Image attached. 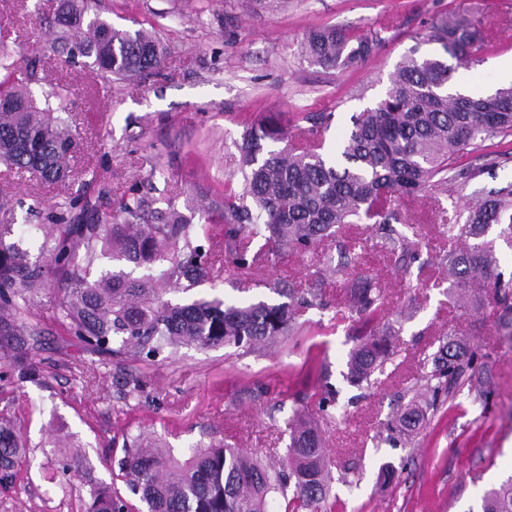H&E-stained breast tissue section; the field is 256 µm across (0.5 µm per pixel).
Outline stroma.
Here are the masks:
<instances>
[{"label":"stroma","instance_id":"obj_1","mask_svg":"<svg viewBox=\"0 0 512 512\" xmlns=\"http://www.w3.org/2000/svg\"><path fill=\"white\" fill-rule=\"evenodd\" d=\"M60 0H0V44L15 59L32 55L37 16H53ZM496 14L497 47L478 63L458 66L463 86L490 90L512 84V0H100L102 18L120 29L152 31L167 48L163 74L106 82L91 59L63 68L46 52L39 76L70 92V123L76 134V164L104 170L111 187L151 179V195L165 206L177 186L214 198L240 190L235 148L248 125L262 116L282 120L306 112H329L326 134L334 141L350 118L377 102L396 65L431 23L448 11ZM397 29L371 60L326 73L301 54L306 33L317 26L369 31L387 15ZM59 190L23 170L0 164V198L38 197L45 204ZM415 223L398 230L419 255L410 276L400 278L395 259L374 246L353 260L332 251L333 264L379 278L386 307L379 318L395 330L398 354L378 384L350 386L344 375L358 326L335 322L340 296L329 285L326 309L305 313V325L273 350L235 348L181 350L170 360L139 363L88 353L58 324L55 293L36 299L28 319L37 329L32 359L40 383L0 380V411L13 417L30 444V459L13 482L0 485V512H85L87 489L49 488L46 475L55 451L53 429L73 434L88 477L111 482L112 460L121 456L123 433L147 432L175 453L220 440L254 454L284 458L286 423L315 408L325 385L338 392L340 407L321 420L335 481L329 512H477L483 493L512 476V340L499 334L495 308L455 303L449 293L447 225L429 199L415 201ZM308 261L290 255L262 270L228 269L224 282L195 290L233 296L241 286L264 293L277 278L303 280ZM465 334L495 363L488 405L460 395L440 402L412 444L393 445L388 423L416 379L430 371L431 357L448 332ZM140 380L128 394L123 378ZM394 475L382 481L381 469Z\"/></svg>","mask_w":512,"mask_h":512}]
</instances>
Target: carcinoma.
Listing matches in <instances>:
<instances>
[{
  "instance_id": "cac0c4a2",
  "label": "carcinoma",
  "mask_w": 512,
  "mask_h": 512,
  "mask_svg": "<svg viewBox=\"0 0 512 512\" xmlns=\"http://www.w3.org/2000/svg\"><path fill=\"white\" fill-rule=\"evenodd\" d=\"M95 0H63L48 22L63 48L65 63L94 58L111 80L148 77L166 67L167 52L148 33L117 29L95 12ZM424 41L440 52L417 55L413 49L397 65L383 98L353 117L352 126L325 146L330 113L308 112L285 134L270 117L246 130L235 144L242 190L224 191V199L197 209L198 223L172 201L164 208L134 182L113 193L95 168L81 172L101 185L96 201L67 196L54 206L40 199L29 205L46 234L41 256L33 258L11 241L14 225L0 224V351L18 380H34L30 340L35 329L28 308L41 293L58 296L59 323L70 338L95 355H118L135 362L167 360L184 348L266 347L298 331L297 310L324 306L321 269L305 282L273 281V297L227 301L194 298L199 284L218 281L224 262L240 270L298 253L312 263L337 248L356 250L346 224H371L375 246L395 257L405 277L417 261L393 224L406 223L394 203L420 195L437 199L448 185L462 192L484 169L512 159V86L481 94L454 91L449 56L470 63L476 52L496 41L492 17L474 19L447 13ZM380 32L336 26L308 31L306 58L326 71L362 64L378 54ZM0 162L34 174L50 185L73 176L75 137L67 117L69 96L51 84L45 107L29 95L40 80L36 62L21 65L0 48ZM498 140L501 150L481 155L484 163L464 161ZM115 199H110V196ZM112 200V212L102 211ZM448 238L462 247L446 256L451 291L465 304L490 299L498 331L512 338V274L499 271L495 244L485 239L492 226L512 246V183L484 198H458ZM224 238V250L216 239ZM263 244L250 249L253 240ZM344 277L343 296L362 333L349 352L345 379L371 384L396 356L393 335L378 328L385 292L373 278L336 269ZM493 365L486 353L469 348L452 334L432 357V370L412 387L413 396L391 430L412 443L437 397L465 391L475 401L492 394ZM285 458L271 463L224 444L188 449L177 458L161 439L123 435L117 460L121 479L132 495L115 487L88 484L87 512H268L271 501H286L284 512H323L332 489L325 440L318 423L297 413L287 423ZM29 447L13 420L0 416V483L14 478ZM82 467L75 444L60 449L55 487ZM480 512H512V477L485 492Z\"/></svg>"
}]
</instances>
